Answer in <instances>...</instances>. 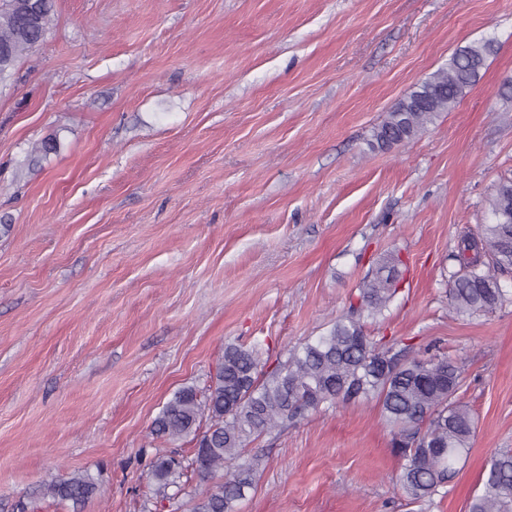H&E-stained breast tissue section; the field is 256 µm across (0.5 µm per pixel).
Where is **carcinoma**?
I'll return each instance as SVG.
<instances>
[{
    "label": "carcinoma",
    "mask_w": 512,
    "mask_h": 512,
    "mask_svg": "<svg viewBox=\"0 0 512 512\" xmlns=\"http://www.w3.org/2000/svg\"><path fill=\"white\" fill-rule=\"evenodd\" d=\"M0 0V83L8 81L19 58L45 38L55 14L54 0ZM491 39L454 52L448 65L398 100L374 128L371 146L387 150L424 132L442 112L451 111L480 79ZM453 258L449 306L458 316L495 309L505 300L499 274L512 270V178L500 180L488 198L487 223L478 236L460 238ZM399 257L383 256L359 289L358 301L323 335L288 352L285 361L264 369L259 351L229 344L218 359L204 395L192 386L173 393L151 424V435L176 442L196 440L193 453L179 460L158 455L150 472L162 493L188 475L202 480L219 469L224 481L192 500L190 512H237L255 487L259 458L247 448L260 436L280 430L325 403L356 399L378 402L395 429L392 447L404 459L398 485L409 503H432L457 473L471 448L474 419L456 400L465 368L446 356L407 357L404 348L379 347L362 320L382 314L396 293ZM207 421L201 428V421ZM482 494L468 512H512V450L494 453ZM96 484L75 474L44 485L43 495L74 504L91 499Z\"/></svg>",
    "instance_id": "cac0c4a2"
}]
</instances>
